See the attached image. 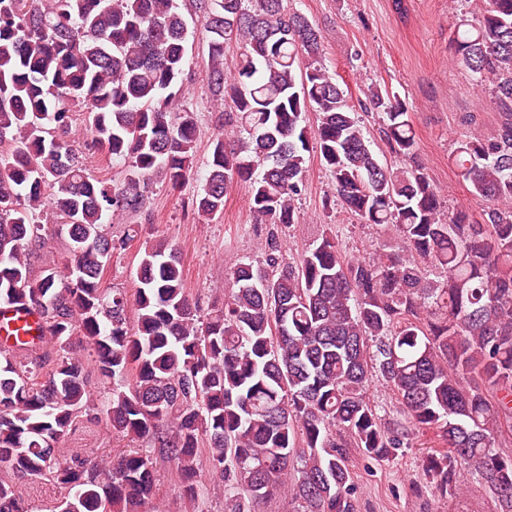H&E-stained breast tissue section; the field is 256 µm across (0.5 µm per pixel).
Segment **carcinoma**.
Wrapping results in <instances>:
<instances>
[{
    "instance_id": "carcinoma-1",
    "label": "carcinoma",
    "mask_w": 512,
    "mask_h": 512,
    "mask_svg": "<svg viewBox=\"0 0 512 512\" xmlns=\"http://www.w3.org/2000/svg\"><path fill=\"white\" fill-rule=\"evenodd\" d=\"M210 82L232 103L243 136L210 140L199 216L224 211L229 187L249 185L253 212L297 221L310 139L336 203L404 243L370 259L347 256L330 232L288 265L241 263L224 303L198 314L181 248L146 242L137 288H102L115 249L112 216L141 212V179L174 187L192 174L199 128L174 111L186 22L178 0H0V306L36 310L44 346L0 348V512H31L17 481L63 489L50 512H139L157 459L174 462L186 496L203 502L201 471L224 485L231 512H261L287 494L296 512H354L344 445L385 459L421 435L437 445L423 470L440 493L474 470L512 512V0H486L482 19L451 35L460 63L494 80L502 124L465 138L449 164L490 203L441 218L440 194L417 160L409 108L368 86L383 163L344 89L320 63L318 27L284 0H202ZM237 43L235 69L224 52ZM316 116L306 126V114ZM93 145L129 160L120 192L95 180L71 148L77 121ZM53 219L69 239L60 267L37 266ZM440 271L432 280L427 268ZM79 337L87 355L73 349ZM100 396L88 390L90 373ZM378 377L402 418L388 428L366 396ZM93 411L115 434L153 448L63 455L60 440Z\"/></svg>"
}]
</instances>
